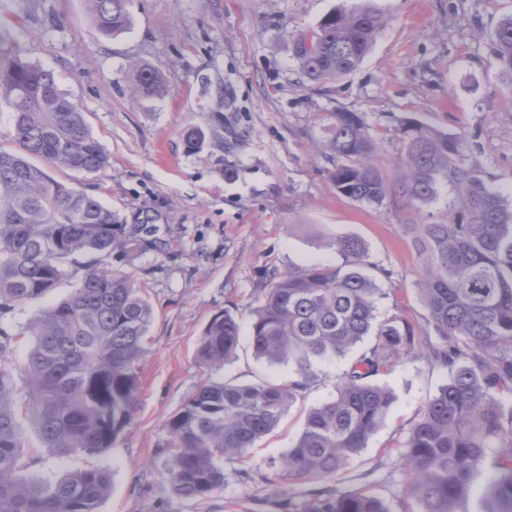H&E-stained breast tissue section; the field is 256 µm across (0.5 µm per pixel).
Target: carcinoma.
Returning a JSON list of instances; mask_svg holds the SVG:
<instances>
[{"instance_id": "cac0c4a2", "label": "carcinoma", "mask_w": 512, "mask_h": 512, "mask_svg": "<svg viewBox=\"0 0 512 512\" xmlns=\"http://www.w3.org/2000/svg\"><path fill=\"white\" fill-rule=\"evenodd\" d=\"M104 34L126 30L129 0H90ZM387 17L374 0H356L324 16L294 39L295 58L312 81L356 70ZM502 84L512 92V15L492 36ZM163 91L154 70L135 71L134 92ZM12 112L14 149L0 150V316L78 278L64 299L28 323L32 336L24 378L28 411L44 447L59 453L97 454L131 425L140 393L152 307L134 280L102 267L96 254L162 251L149 215L123 223L85 189L58 181L35 163L85 176L108 161L82 113L60 89L53 70L27 60L0 32V106ZM395 165L402 178L388 182L376 162L380 149L357 112L330 113L325 149L336 189L370 206L407 207L457 191L439 224H412L424 278L419 296L435 341L422 353L448 370V382L424 407L400 445L408 476L409 512H467L475 481L487 483L475 512H512V199L487 183L483 170L464 161L465 137L431 129L413 117L400 121ZM207 134H183L189 153ZM339 265L274 269L258 290L250 339L254 356L291 366L287 384L207 381L167 422L165 457L172 493L200 499L224 487V461L242 458L277 426L298 396L320 381L323 363L347 356L367 336L373 345L336 381L332 399L307 414L288 452L269 459L261 480L273 488L311 486L299 512H396L371 484L347 493L328 485L366 447L383 423L394 395L372 381L391 371L416 344L400 316L377 320L382 280L389 273L370 260L356 237L335 241ZM239 316L226 309L205 327L198 355L210 367L235 354ZM14 335L0 328V512H98L112 490L100 468L61 479L23 475L24 435L17 421V383L5 358Z\"/></svg>"}]
</instances>
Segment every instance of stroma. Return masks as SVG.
<instances>
[{"instance_id": "1", "label": "stroma", "mask_w": 512, "mask_h": 512, "mask_svg": "<svg viewBox=\"0 0 512 512\" xmlns=\"http://www.w3.org/2000/svg\"><path fill=\"white\" fill-rule=\"evenodd\" d=\"M353 3L131 0L129 29L105 35L93 23L88 0H0V29L14 35L27 60L54 70L109 158L84 179L63 168L53 176L82 180L126 223L142 213L155 216L169 243L163 253L98 257L140 284L153 309L132 425L103 454H62L42 447L30 418L21 416L27 475L57 478L107 468L112 491L99 512H289L271 487L241 482L238 473L264 469L287 452L308 410L334 395L349 361L324 365L322 381L292 403L272 432L244 458L225 461L223 489L202 500L180 499L171 493L160 450L169 440L166 421L188 397L209 378L286 383L293 377L289 366L256 359L245 335L221 369L202 365L199 341L210 319L227 308L248 319L269 270L339 264L335 238L356 236L388 273L379 317L401 316L417 335L426 334L418 293L423 267L407 226L441 221L456 194L444 188L416 211L344 197L323 148L326 116L360 113L382 142L388 180L399 177L392 163L400 149L396 128L411 115L464 135L466 161L503 191L512 190V95L503 90L491 50L492 32L512 15V0H376L390 21L362 64L333 81H304L294 38ZM139 66L160 73L163 94H135ZM194 126L223 128V146L187 152L183 134ZM227 166L235 170L233 179L224 177ZM73 285L63 280L0 318L16 336L8 356L15 370H23L31 343L22 328ZM447 380V369L422 356L378 376L395 400L334 486L346 491L369 479L381 496L401 498L407 475L398 465V445Z\"/></svg>"}]
</instances>
